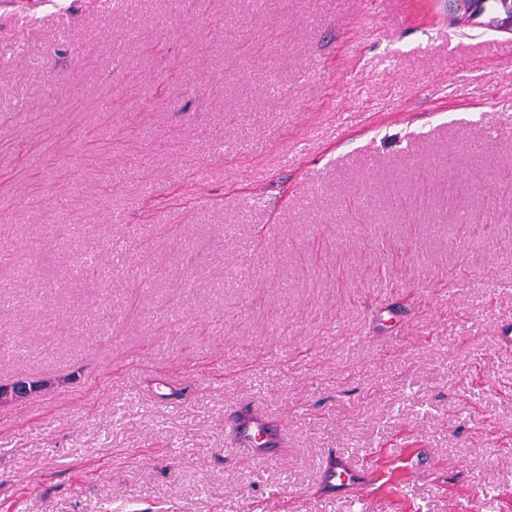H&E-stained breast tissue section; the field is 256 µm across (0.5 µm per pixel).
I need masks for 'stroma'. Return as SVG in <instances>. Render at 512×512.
<instances>
[{
  "instance_id": "stroma-1",
  "label": "stroma",
  "mask_w": 512,
  "mask_h": 512,
  "mask_svg": "<svg viewBox=\"0 0 512 512\" xmlns=\"http://www.w3.org/2000/svg\"><path fill=\"white\" fill-rule=\"evenodd\" d=\"M65 4L0 9V382H48L0 408V512H512V34ZM238 405L278 459L231 452ZM333 450L373 494L323 492Z\"/></svg>"
}]
</instances>
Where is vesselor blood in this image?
<instances>
[{"label":"vessel or blood","mask_w":512,"mask_h":512,"mask_svg":"<svg viewBox=\"0 0 512 512\" xmlns=\"http://www.w3.org/2000/svg\"><path fill=\"white\" fill-rule=\"evenodd\" d=\"M234 451L247 456L266 457L277 453L284 429L252 407H236L226 417ZM324 487L345 498L357 500L374 490L365 472L351 467L340 454L328 455L321 471Z\"/></svg>","instance_id":"vessel-or-blood-1"}]
</instances>
